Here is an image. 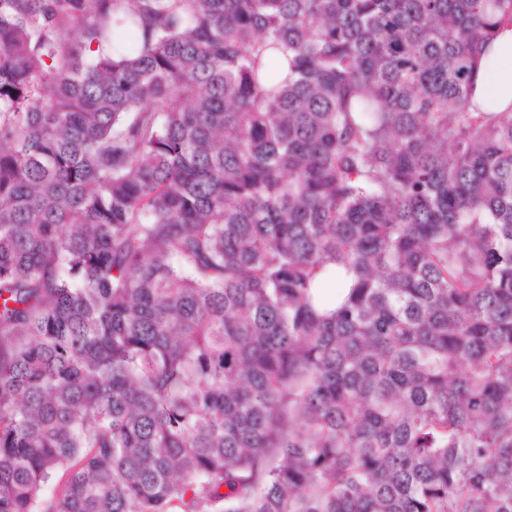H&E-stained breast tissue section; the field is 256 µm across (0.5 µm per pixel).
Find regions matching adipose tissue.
<instances>
[{"mask_svg": "<svg viewBox=\"0 0 512 512\" xmlns=\"http://www.w3.org/2000/svg\"><path fill=\"white\" fill-rule=\"evenodd\" d=\"M470 100L484 112L512 107V25L499 27L485 47Z\"/></svg>", "mask_w": 512, "mask_h": 512, "instance_id": "adipose-tissue-1", "label": "adipose tissue"}]
</instances>
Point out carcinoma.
I'll use <instances>...</instances> for the list:
<instances>
[{
  "label": "carcinoma",
  "instance_id": "1",
  "mask_svg": "<svg viewBox=\"0 0 512 512\" xmlns=\"http://www.w3.org/2000/svg\"><path fill=\"white\" fill-rule=\"evenodd\" d=\"M505 23L0 0V512H512ZM496 31L484 49L470 97L483 112H504L512 106V25Z\"/></svg>",
  "mask_w": 512,
  "mask_h": 512
}]
</instances>
